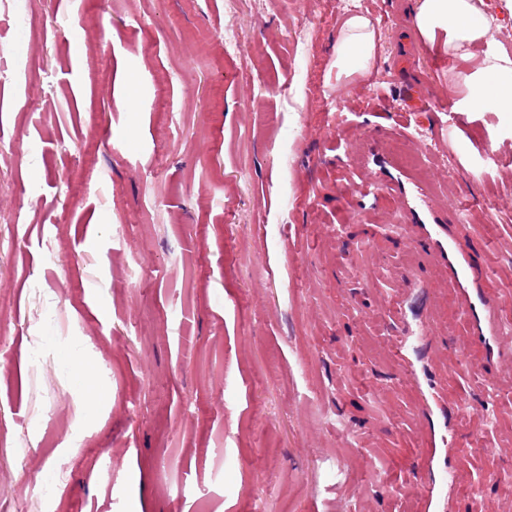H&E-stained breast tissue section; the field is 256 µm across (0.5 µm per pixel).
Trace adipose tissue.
<instances>
[{"instance_id":"adipose-tissue-1","label":"adipose tissue","mask_w":512,"mask_h":512,"mask_svg":"<svg viewBox=\"0 0 512 512\" xmlns=\"http://www.w3.org/2000/svg\"><path fill=\"white\" fill-rule=\"evenodd\" d=\"M485 0H417L415 21L425 35L442 28L448 33L445 54L453 60L472 63L473 71L464 79L465 111L493 109L512 114V52L494 48L500 19L487 16ZM375 35L370 20L350 15L343 23L336 43L341 69L363 73L373 56Z\"/></svg>"}]
</instances>
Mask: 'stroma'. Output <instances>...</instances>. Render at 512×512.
Returning <instances> with one entry per match:
<instances>
[{
    "label": "stroma",
    "instance_id": "stroma-1",
    "mask_svg": "<svg viewBox=\"0 0 512 512\" xmlns=\"http://www.w3.org/2000/svg\"><path fill=\"white\" fill-rule=\"evenodd\" d=\"M407 4L0 0V512H44L62 447L57 512H415L388 226L426 193L512 310V115L462 111L470 66L401 27ZM350 10L375 29L363 76L336 65ZM414 259L447 402L477 408L448 436V512H512V387L488 394L454 290ZM45 332L97 364L96 415Z\"/></svg>",
    "mask_w": 512,
    "mask_h": 512
}]
</instances>
